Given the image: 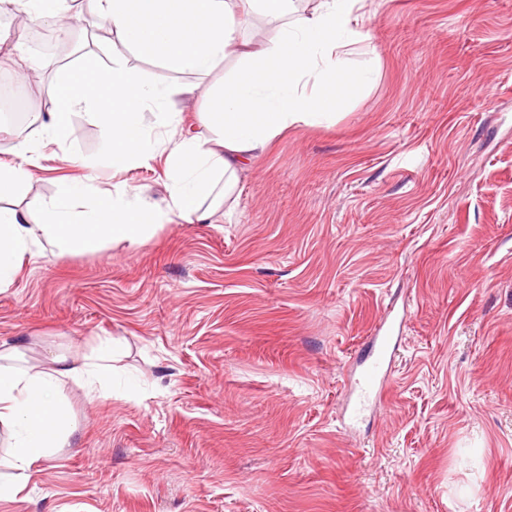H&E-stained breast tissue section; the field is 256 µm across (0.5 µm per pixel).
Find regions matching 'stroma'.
<instances>
[{
  "label": "stroma",
  "mask_w": 512,
  "mask_h": 512,
  "mask_svg": "<svg viewBox=\"0 0 512 512\" xmlns=\"http://www.w3.org/2000/svg\"><path fill=\"white\" fill-rule=\"evenodd\" d=\"M368 84L241 175L239 207L131 246L46 249L0 288V344L28 362L120 346L106 398L62 399L69 447L0 512H512V0H368ZM145 83L224 79L126 52ZM72 115L6 206L83 181L159 203L164 155L113 170ZM400 326L382 406L351 387L385 314Z\"/></svg>",
  "instance_id": "35a3bbf8"
}]
</instances>
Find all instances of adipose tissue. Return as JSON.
<instances>
[{
	"instance_id": "obj_1",
	"label": "adipose tissue",
	"mask_w": 512,
	"mask_h": 512,
	"mask_svg": "<svg viewBox=\"0 0 512 512\" xmlns=\"http://www.w3.org/2000/svg\"><path fill=\"white\" fill-rule=\"evenodd\" d=\"M292 0H98L102 19L120 43L139 56L167 66L210 73L230 54L248 63L243 78L225 81L200 120L210 136H186L172 110L173 88L146 85L122 54L102 62L94 52L59 71L55 105L34 111L41 138L19 141L11 163L0 162V199L22 190L38 166L41 148L64 142L73 113L83 111L101 124L106 151L120 169L147 163L152 125L163 127L170 184L164 204H134L124 195L105 196L87 176L81 184L59 185L38 214L0 206V288L12 284L33 250L53 247L63 253L100 250L105 240L137 245L172 214L210 222L218 209L234 211L240 175L289 127L316 126L334 119L336 106L367 74L351 59L364 37L356 27L363 0H320L315 13L295 14ZM27 20L67 30L68 0H0ZM258 13L276 21L269 44L252 48L241 26ZM154 124H147V116ZM18 348L0 349V427L9 433L10 450L0 457L9 471L0 481V500H10L27 482L34 466L68 447L74 428L59 399L70 381L96 393L97 382L112 371L111 344L86 356L82 366L53 354L28 367Z\"/></svg>"
}]
</instances>
